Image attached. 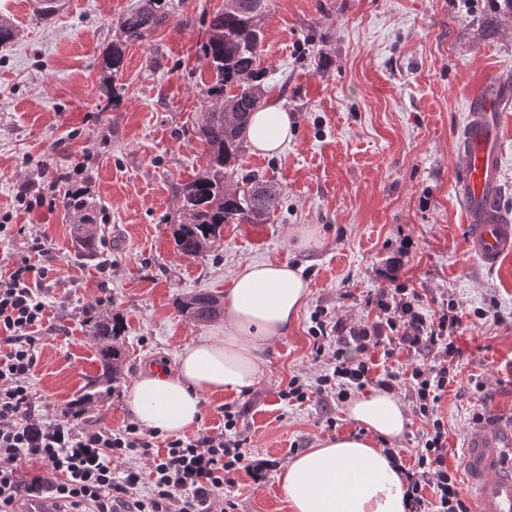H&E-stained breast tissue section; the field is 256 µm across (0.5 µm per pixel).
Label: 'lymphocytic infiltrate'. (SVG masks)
Here are the masks:
<instances>
[{
	"mask_svg": "<svg viewBox=\"0 0 512 512\" xmlns=\"http://www.w3.org/2000/svg\"><path fill=\"white\" fill-rule=\"evenodd\" d=\"M48 273V267H34L24 258L0 275V512H14L21 499L46 491L87 512H236L226 488L236 485L239 473L259 481L275 466L252 454L240 412L225 410L222 432L172 438L160 452L157 433L134 422L119 429L82 428L68 417L39 413L31 376L35 331L46 309L38 288ZM369 304L376 311L370 323L348 324L315 312L313 349L321 364L315 385L307 387L295 376L279 395L288 402L301 403L313 394L342 403L371 383L393 393L408 388L429 426L414 464L401 471L409 512H469L457 473L448 466L446 428L438 413L458 356L453 335L462 320L453 308L436 319L427 316L418 294L401 284L375 293ZM377 348L388 358L400 352L412 356L409 375L387 371L370 379L369 354ZM429 355L434 364H425ZM147 457L151 488L142 498L136 462ZM32 461L59 475V482L24 477L22 470Z\"/></svg>",
	"mask_w": 512,
	"mask_h": 512,
	"instance_id": "1",
	"label": "lymphocytic infiltrate"
}]
</instances>
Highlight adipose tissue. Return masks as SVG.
<instances>
[{"label":"adipose tissue","instance_id":"adipose-tissue-1","mask_svg":"<svg viewBox=\"0 0 512 512\" xmlns=\"http://www.w3.org/2000/svg\"><path fill=\"white\" fill-rule=\"evenodd\" d=\"M292 118L278 105L255 112L252 151L273 153L288 140ZM310 294L299 267L249 262L224 295V321L214 335L186 345L175 367L142 372L128 402L137 424L171 437L198 429L203 399L246 393L265 378L267 347L292 329ZM346 413L365 435L329 437L285 462L278 474L289 512H406L407 485L378 439L399 437L407 421L400 399L375 390L351 399Z\"/></svg>","mask_w":512,"mask_h":512}]
</instances>
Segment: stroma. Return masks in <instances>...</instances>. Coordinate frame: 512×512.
I'll use <instances>...</instances> for the list:
<instances>
[{"mask_svg":"<svg viewBox=\"0 0 512 512\" xmlns=\"http://www.w3.org/2000/svg\"><path fill=\"white\" fill-rule=\"evenodd\" d=\"M134 0H62L39 16L33 0H0L19 35L0 49V270L27 256V236L54 244L43 290L32 394L45 414L83 427L133 422L127 395L151 364L174 365L183 346L211 335L178 309L185 295H224L241 264L286 261L310 294L294 327L267 350L268 374L247 394L207 397L202 425L242 415L257 455L286 462L328 436L359 435L345 405L281 400L301 372L318 370L311 316L374 320L367 300L401 282L424 313L456 305L462 327L456 377L441 396L448 465L463 466L471 431L512 437V258L488 269L465 247L464 210L453 191L457 133L470 97L491 79L512 85V18L492 0H271L257 65L263 102L280 103L294 127L272 155L245 153L282 206L265 224H228L210 250L177 252L173 190L205 166L194 136L210 74L200 58L224 0H171L172 16L127 46L118 81L102 53ZM34 182L42 201L18 205ZM82 193L83 207L65 198ZM90 225L92 248L75 225ZM111 263L109 274L100 267ZM112 316L126 354L112 393L80 403L100 372L91 326ZM484 391H477V384ZM335 418L326 427V418ZM237 512H289L276 473L240 474Z\"/></svg>","mask_w":512,"mask_h":512,"instance_id":"stroma-1","label":"stroma"}]
</instances>
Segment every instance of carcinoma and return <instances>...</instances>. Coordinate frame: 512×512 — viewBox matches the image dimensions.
I'll return each instance as SVG.
<instances>
[{
    "label": "carcinoma",
    "mask_w": 512,
    "mask_h": 512,
    "mask_svg": "<svg viewBox=\"0 0 512 512\" xmlns=\"http://www.w3.org/2000/svg\"><path fill=\"white\" fill-rule=\"evenodd\" d=\"M269 0H224V8L209 22V37L201 58L211 73L205 105L195 126V137L206 146L207 163L193 180L175 187L181 219L173 238L185 256L213 247L226 224H264L281 206L280 193L266 187L258 176L238 173L245 151L250 117L260 107V82L265 71L256 67L264 32L262 19ZM170 17L167 0H138L118 23L117 39L104 57L108 78L121 75L125 48L140 42ZM190 320L205 323L220 315L223 301L197 292L178 301ZM122 326L102 316L93 328L100 373L92 380L82 401L92 402L112 391L119 379L124 353L112 344Z\"/></svg>",
    "instance_id": "carcinoma-1"
}]
</instances>
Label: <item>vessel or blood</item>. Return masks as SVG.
<instances>
[{
  "label": "vessel or blood",
  "instance_id": "obj_1",
  "mask_svg": "<svg viewBox=\"0 0 512 512\" xmlns=\"http://www.w3.org/2000/svg\"><path fill=\"white\" fill-rule=\"evenodd\" d=\"M511 97L512 88L486 83L471 98L457 139L462 166L454 190L466 216V246L489 268L512 256V213L501 204L502 153L494 134L496 107ZM463 458L477 512H512V450L480 430L468 436Z\"/></svg>",
  "mask_w": 512,
  "mask_h": 512
}]
</instances>
